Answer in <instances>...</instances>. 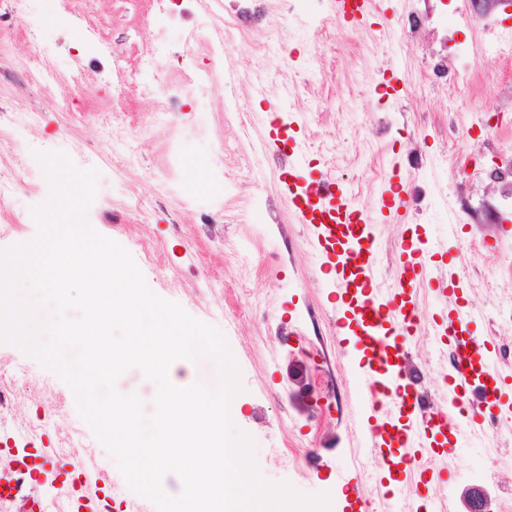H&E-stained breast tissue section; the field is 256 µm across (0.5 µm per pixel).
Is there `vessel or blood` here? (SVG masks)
Wrapping results in <instances>:
<instances>
[{
    "mask_svg": "<svg viewBox=\"0 0 512 512\" xmlns=\"http://www.w3.org/2000/svg\"><path fill=\"white\" fill-rule=\"evenodd\" d=\"M329 5L358 25L366 23L375 7L374 0H329ZM304 169V154L294 151L282 179L298 223L304 224L311 246L323 259L336 301V333L353 331L362 353V387L382 392L380 399L359 403L355 426L368 447L401 449L399 480L419 491L427 474L421 458L433 450L435 438L456 445L463 428L475 426L484 410L501 403L506 377L482 353L461 356L448 370L447 408L434 424H425L413 405L412 386L402 374L404 345L396 339L397 331L418 315L419 283L430 274L421 243L405 240L403 249L410 259L399 266L394 287L382 288L373 224L343 191L323 193L316 182H303ZM472 319L468 308H452L446 329L449 340L463 342ZM476 385L482 391L479 406L460 413L462 399Z\"/></svg>",
    "mask_w": 512,
    "mask_h": 512,
    "instance_id": "b4317fda",
    "label": "vessel or blood"
}]
</instances>
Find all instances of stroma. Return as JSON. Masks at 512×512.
Segmentation results:
<instances>
[{
    "label": "stroma",
    "instance_id": "stroma-1",
    "mask_svg": "<svg viewBox=\"0 0 512 512\" xmlns=\"http://www.w3.org/2000/svg\"><path fill=\"white\" fill-rule=\"evenodd\" d=\"M438 5L375 0L365 26H350L327 10L315 28L313 0H269L256 26L287 48L288 68L259 52L254 38H235L232 57L220 63L205 94L164 122L151 90L133 88L116 103L111 82L99 76L116 58L137 67L153 0H81L73 15L64 13L61 0H0V122L17 123L16 138L0 141V168L21 175L0 185V250L38 234L32 210L51 193L38 153L61 152L78 169H97L88 223L130 252L156 295L220 330L240 373L241 390L230 404L234 433L251 438L264 481L327 495V512H346L340 491L349 478L374 512H399L410 492L376 487L367 476L375 460L349 425L359 395L358 357L336 341V304L321 259L279 180L288 166L254 145L267 139L274 118L293 124V137L307 152L306 178H334L375 224L386 285L394 283L403 237L413 227L427 232L435 278L422 284L423 320L408 351L426 369L431 393L443 398L435 355L449 306L438 296L437 275L463 271L457 298L473 313L471 335L489 353L503 342L492 323L512 270L502 267L493 247L512 244V211L503 206L512 186L472 172L494 168L512 152V122L493 130L484 125L486 108L512 90V9L496 10V32L475 17L454 36L483 49L498 43L494 61L474 63L468 85L433 87L429 37L407 50L399 29L408 13ZM30 14L40 24L23 25ZM80 29L94 31L109 54L74 41ZM265 76L276 91H287L286 112L256 93ZM227 96L239 99L240 111L218 112ZM385 120L394 132L376 140ZM414 147L422 159L416 169L407 163ZM228 177L240 184L229 196ZM392 177L409 191L403 218L383 206ZM452 211L460 224L453 237ZM320 348L335 372L332 396L322 383ZM0 394L7 398L0 408V483L15 477L27 454L51 459L0 512H23L29 499L45 512H77L62 490L64 466L80 473L82 495L109 491L111 512H156L129 488L80 417L69 386L7 342H0ZM433 470L420 512H467L468 491L488 470L499 477L490 512H501L503 498L512 497V456L489 454L470 440L436 455Z\"/></svg>",
    "mask_w": 512,
    "mask_h": 512
}]
</instances>
